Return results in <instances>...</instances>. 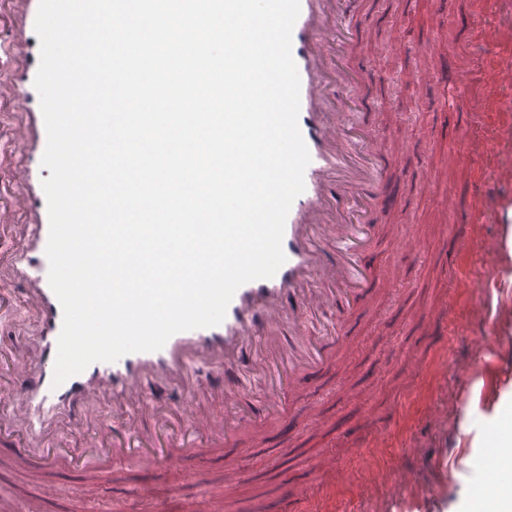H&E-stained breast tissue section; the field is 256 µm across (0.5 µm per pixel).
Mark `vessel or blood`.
Returning <instances> with one entry per match:
<instances>
[{
    "mask_svg": "<svg viewBox=\"0 0 512 512\" xmlns=\"http://www.w3.org/2000/svg\"><path fill=\"white\" fill-rule=\"evenodd\" d=\"M357 0H300L292 30V55L300 77L298 127L310 162L305 189L285 222V263L273 277L243 284L221 324L171 336L157 351L98 361L54 385L63 324L61 304L48 281L49 178L42 156L47 134L34 86L40 65L35 31L39 0H0V318L26 310L16 336L35 341L32 352L0 348V447L12 465L48 469L65 460L106 470L113 463L163 467L203 443L237 441L244 425L265 432L293 421L286 392L313 370L329 367L344 337L340 313L352 307L373 278L361 256L375 236L372 209L382 177L372 131L350 124L359 108L344 86L360 74L348 56L347 12ZM487 161L474 168L478 205L485 218L502 221L512 198L485 181ZM27 292L15 290L14 281ZM210 366L207 386L195 364ZM262 383L258 395L247 379ZM223 405L214 414L215 405ZM99 405L122 414V424L86 427L84 410ZM78 439L79 454L59 439Z\"/></svg>",
    "mask_w": 512,
    "mask_h": 512,
    "instance_id": "vessel-or-blood-1",
    "label": "vessel or blood"
}]
</instances>
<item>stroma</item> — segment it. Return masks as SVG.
<instances>
[{"instance_id": "1", "label": "stroma", "mask_w": 512, "mask_h": 512, "mask_svg": "<svg viewBox=\"0 0 512 512\" xmlns=\"http://www.w3.org/2000/svg\"><path fill=\"white\" fill-rule=\"evenodd\" d=\"M351 28L352 57L367 75L345 92L368 101L355 121L375 132L383 193L404 195L407 212L376 211L375 286L347 318L336 362L292 393L299 431L245 432L235 446L165 467L115 464L91 502L84 469L34 474L0 459L1 491L20 503L41 498L45 512H153L136 491L164 496L176 484L205 504L222 502L223 512H471L475 500L503 512L512 504V228L478 223L472 177L473 143L496 137L487 179L512 193V133L479 118L491 101L512 102V88L470 41L478 28L511 41L512 0H489L479 13L471 0H364ZM450 48L472 109L448 104ZM427 170L439 173L436 185L424 184ZM402 223L409 229L398 240ZM467 224L473 236L464 239ZM488 366L504 376L492 392ZM463 411L483 417L479 431L457 424ZM489 455L506 472L490 494L476 477ZM184 472L195 482L181 484ZM389 474L406 476L411 490L393 492ZM288 485L297 500L285 498Z\"/></svg>"}]
</instances>
